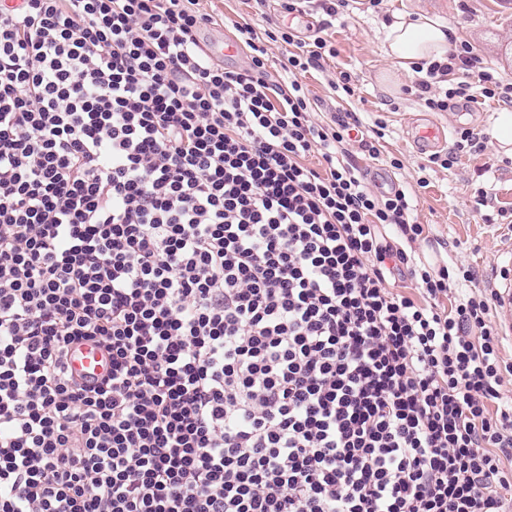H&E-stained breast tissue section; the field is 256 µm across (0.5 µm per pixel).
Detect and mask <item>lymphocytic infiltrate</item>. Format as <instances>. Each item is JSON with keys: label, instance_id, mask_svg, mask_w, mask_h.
I'll return each instance as SVG.
<instances>
[{"label": "lymphocytic infiltrate", "instance_id": "1", "mask_svg": "<svg viewBox=\"0 0 512 512\" xmlns=\"http://www.w3.org/2000/svg\"><path fill=\"white\" fill-rule=\"evenodd\" d=\"M197 3L0 7V512H512L499 291L319 116L330 41L239 23L229 69ZM414 71L432 111L512 106L468 41ZM271 49L269 50V62L267 67V80L268 81H282V78L287 79L288 74L282 68V64L286 62L285 59V47L293 50L292 46H281L280 44H272ZM72 374L87 383H94L110 369L107 354L92 342L73 346L68 356Z\"/></svg>", "mask_w": 512, "mask_h": 512}]
</instances>
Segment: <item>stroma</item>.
Segmentation results:
<instances>
[{
    "label": "stroma",
    "mask_w": 512,
    "mask_h": 512,
    "mask_svg": "<svg viewBox=\"0 0 512 512\" xmlns=\"http://www.w3.org/2000/svg\"><path fill=\"white\" fill-rule=\"evenodd\" d=\"M204 12L216 18L204 34L207 43L234 37L233 22L245 21L256 30L275 23L293 28L301 39H309L319 26L318 15L294 18L280 8V0H200ZM424 15L451 26L457 38L470 41L485 59L512 81V0H385L381 12L358 7L337 18L324 36L338 54L324 70L307 73L304 82L326 112L346 109L357 112L367 130L384 123L378 159L358 156L359 165L370 176L391 180L417 199L416 217L425 224L427 240L416 243L418 252L431 259L455 261L472 266L499 286L501 277L512 278V226L487 224L483 213L512 215V144L505 146L490 138L491 124L499 110L495 101L473 103L464 109L428 112L423 102L410 93L413 75H401L397 83L383 84L381 77L392 69L383 51L386 29L399 16ZM339 71L351 72L356 92L338 99L329 82ZM431 116L445 130L447 143H454L459 127L467 125L488 134L481 154L461 155L451 169L432 164L411 142L418 118ZM400 159L401 169L390 166ZM487 184L492 198L485 212H478L473 193Z\"/></svg>",
    "instance_id": "obj_1"
}]
</instances>
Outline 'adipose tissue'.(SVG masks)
Returning a JSON list of instances; mask_svg holds the SVG:
<instances>
[{
  "label": "adipose tissue",
  "instance_id": "obj_1",
  "mask_svg": "<svg viewBox=\"0 0 512 512\" xmlns=\"http://www.w3.org/2000/svg\"><path fill=\"white\" fill-rule=\"evenodd\" d=\"M452 30L441 22L419 17L414 21L399 18L386 33V53L396 71L410 73L415 62L445 57Z\"/></svg>",
  "mask_w": 512,
  "mask_h": 512
}]
</instances>
